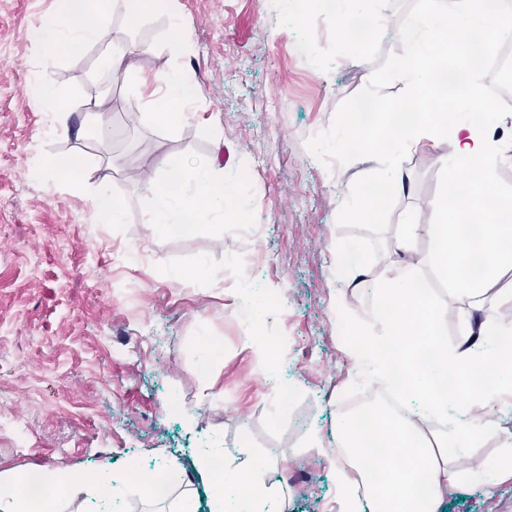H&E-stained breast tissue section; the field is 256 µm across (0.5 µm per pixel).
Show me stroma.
Masks as SVG:
<instances>
[{"label": "stroma", "instance_id": "35a3bbf8", "mask_svg": "<svg viewBox=\"0 0 512 512\" xmlns=\"http://www.w3.org/2000/svg\"><path fill=\"white\" fill-rule=\"evenodd\" d=\"M62 7L0 0V473L104 469L120 485L135 460L200 497L196 454L218 448L239 463L246 447L267 461L265 481L287 512H336L335 473L309 436L335 446L336 395L355 383L345 310L368 311L379 284L399 277L398 224L414 212L435 223L447 183L439 148L351 156L343 125L363 99L408 96L398 33L423 0H367L382 35L357 46L311 0H177L192 43L182 56L167 48L165 8L138 20L117 10L114 37L133 48L118 81L100 67L102 44L40 40L44 17ZM140 61L189 72L191 114L177 128L127 111ZM36 81L52 85L63 111L40 108ZM97 122L106 138L89 134ZM174 159L231 174L234 203L260 237L217 213L160 233L144 178L166 179ZM53 160L79 169L49 177ZM394 169L410 191L394 194L379 222L360 219L358 187ZM103 190L122 200V223L98 222L92 201ZM352 245L368 268L359 283L338 259ZM247 290L278 341L272 371L285 396L243 342ZM204 338L222 343L219 357L199 351ZM19 417L26 433L10 426ZM440 512H512V476L461 475Z\"/></svg>", "mask_w": 512, "mask_h": 512}]
</instances>
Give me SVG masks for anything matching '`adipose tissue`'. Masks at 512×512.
<instances>
[{
	"mask_svg": "<svg viewBox=\"0 0 512 512\" xmlns=\"http://www.w3.org/2000/svg\"><path fill=\"white\" fill-rule=\"evenodd\" d=\"M112 0H75L74 6L51 15L40 32L44 41L76 47L100 42L101 64L117 73L126 50L112 38L107 22ZM512 0H445L440 10L424 8L399 33L403 46L399 72L412 90L407 99L387 105L379 141L392 145L444 147L453 165L448 180L456 192L438 203L436 223L421 227L416 218L402 225V247L410 249L420 229L434 240L431 259L407 261L400 277L378 286L366 313L348 310L343 341L354 359V372L366 385L395 391L405 413L390 414L371 405L340 415L336 435L350 465L336 464L338 512H436L457 481L446 445L465 437L467 444L499 433L488 414L494 398L512 395V360L490 356L484 328L466 327L455 345H447L448 311L421 286L422 268L433 263L448 284V295L464 317L493 304L501 335H512V314L500 298V279L512 271V194L502 191L495 171L502 160L485 125L458 120V113L496 111L484 97L475 70L465 72L460 90L447 91L436 82L444 63L443 45H466L472 56L494 54L504 35L512 33L508 16ZM156 91L166 103L154 114L162 128L177 127L189 106V78L181 73L155 74ZM173 189H154L156 222L176 234L209 220L224 195V176L209 168L169 165ZM437 431L425 432L427 422ZM212 453L198 455L196 468L206 477L209 512H282L277 492L267 486V464L250 459L240 466H211ZM41 501L30 499L14 475H0V512H67L83 491L106 505L112 485L89 473L67 483L45 476Z\"/></svg>",
	"mask_w": 512,
	"mask_h": 512,
	"instance_id": "1",
	"label": "adipose tissue"
}]
</instances>
